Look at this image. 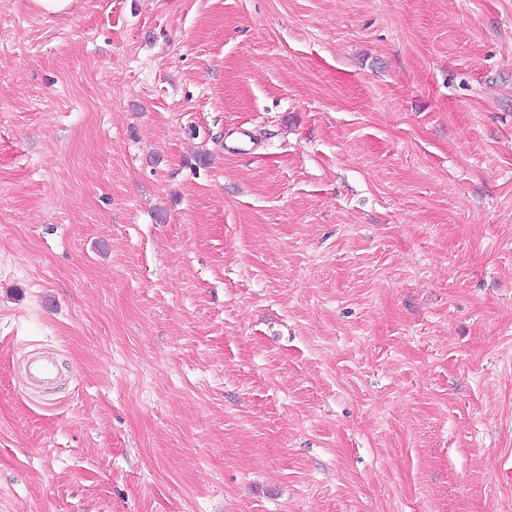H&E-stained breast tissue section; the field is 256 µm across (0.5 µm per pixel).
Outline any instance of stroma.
Masks as SVG:
<instances>
[{
	"label": "stroma",
	"instance_id": "obj_1",
	"mask_svg": "<svg viewBox=\"0 0 512 512\" xmlns=\"http://www.w3.org/2000/svg\"><path fill=\"white\" fill-rule=\"evenodd\" d=\"M0 512H512V0H0Z\"/></svg>",
	"mask_w": 512,
	"mask_h": 512
}]
</instances>
